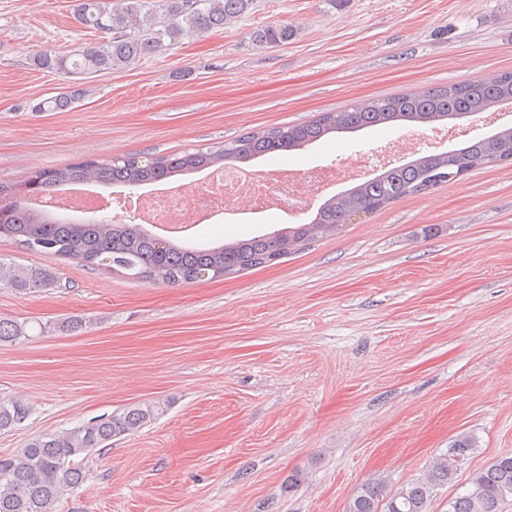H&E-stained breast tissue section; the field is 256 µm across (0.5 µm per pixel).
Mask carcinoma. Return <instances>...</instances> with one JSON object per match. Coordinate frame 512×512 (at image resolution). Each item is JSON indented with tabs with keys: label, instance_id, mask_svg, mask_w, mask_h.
<instances>
[{
	"label": "carcinoma",
	"instance_id": "cac0c4a2",
	"mask_svg": "<svg viewBox=\"0 0 512 512\" xmlns=\"http://www.w3.org/2000/svg\"><path fill=\"white\" fill-rule=\"evenodd\" d=\"M254 0H77L81 25L107 34L91 47L66 54L43 51L35 64L62 75H97L125 69L166 51L185 38L222 28L243 17ZM293 30L272 23L254 33L261 45L288 42ZM512 101V72L468 79L422 92L367 99L325 112L299 124L246 133L216 150L173 153L141 159L129 154L109 162L84 160L62 168H43L17 183H0V238L13 239L44 257H66L85 266L109 265L135 279L178 285L201 274L221 278L259 268L293 253L305 244L336 231L355 211L372 214L412 194L460 180V174L488 163L512 159V127L469 141L449 153L426 155L380 172L371 179L326 199L308 223L295 224L273 235L254 236L212 248L178 246L149 234L139 224L112 219L74 221L37 210L29 200L69 184L90 182L136 187L162 178L199 172L216 165L244 163L266 154L306 149L332 133L368 127L414 123L430 125L486 112ZM52 272L42 266L0 261V284L25 293L52 286ZM81 319L28 323L0 318V343L32 336L83 329ZM158 402L127 407L62 432H43L24 447L0 456V512H55L60 497L84 481L80 460L112 439L152 424L162 413ZM29 416L18 401H0V431L15 428ZM474 448L468 435L458 437L448 452L434 461L427 474L393 491L385 480L360 485L346 512H428L437 489L452 483ZM512 502V452L474 471L468 487L448 502V512H503Z\"/></svg>",
	"mask_w": 512,
	"mask_h": 512
}]
</instances>
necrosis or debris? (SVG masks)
<instances>
[{"label":"necrosis or debris","mask_w":512,"mask_h":512,"mask_svg":"<svg viewBox=\"0 0 512 512\" xmlns=\"http://www.w3.org/2000/svg\"><path fill=\"white\" fill-rule=\"evenodd\" d=\"M370 173V167L358 156L348 163L324 168L311 179L284 163L265 171L224 167L207 171L193 194L169 187L139 193L138 198L145 206L148 223L185 228L215 222L232 202L241 214L294 215L305 200L320 196L325 186L360 181Z\"/></svg>","instance_id":"obj_1"}]
</instances>
